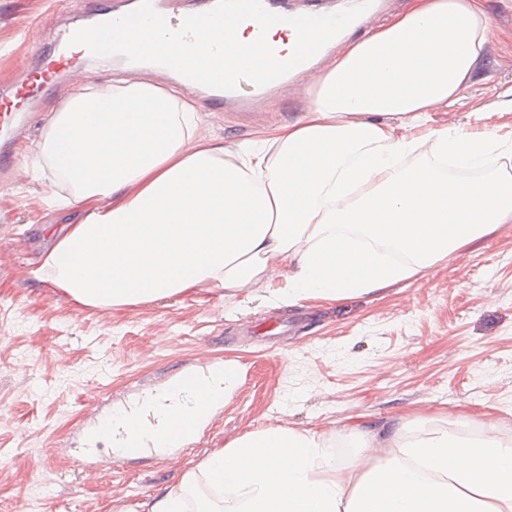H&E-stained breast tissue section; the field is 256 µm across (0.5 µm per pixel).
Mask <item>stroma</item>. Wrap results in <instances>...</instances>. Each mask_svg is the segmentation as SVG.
<instances>
[{
	"label": "stroma",
	"mask_w": 512,
	"mask_h": 512,
	"mask_svg": "<svg viewBox=\"0 0 512 512\" xmlns=\"http://www.w3.org/2000/svg\"><path fill=\"white\" fill-rule=\"evenodd\" d=\"M483 4L485 54L463 103L433 111L432 127L512 130V0ZM72 9L70 0H0V81L49 51ZM306 107L283 101L245 120L206 106L200 134L231 151ZM52 111L39 107L15 151L20 179H0V250L16 261L0 270V512H153L184 474L269 426L323 437L339 461L353 450L337 446L336 434L360 418L407 417L412 438L445 427L468 440L489 422L512 435V222L373 295L279 305V269L270 284L240 293L197 288L85 306L50 274L20 273L43 265L60 228L112 203L54 206L68 185L35 164ZM204 361L234 363L239 375L188 447L124 462L103 450L83 462L96 397L132 400Z\"/></svg>",
	"instance_id": "obj_1"
}]
</instances>
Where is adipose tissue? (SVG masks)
Instances as JSON below:
<instances>
[{"mask_svg":"<svg viewBox=\"0 0 512 512\" xmlns=\"http://www.w3.org/2000/svg\"><path fill=\"white\" fill-rule=\"evenodd\" d=\"M482 0H408L335 63L296 122L232 154L197 136L196 105L121 80L88 87L46 124L42 153L72 203L126 192L48 253L57 287L88 306L155 301L195 288L242 291L289 265L286 303L392 287L512 222V136L431 128L462 102L490 38ZM414 165H405L408 156ZM489 165V175L458 179ZM356 424L339 464L285 426L240 437L204 474L223 491L196 512H512V438L492 424L463 443L441 428Z\"/></svg>","mask_w":512,"mask_h":512,"instance_id":"obj_1","label":"adipose tissue"}]
</instances>
